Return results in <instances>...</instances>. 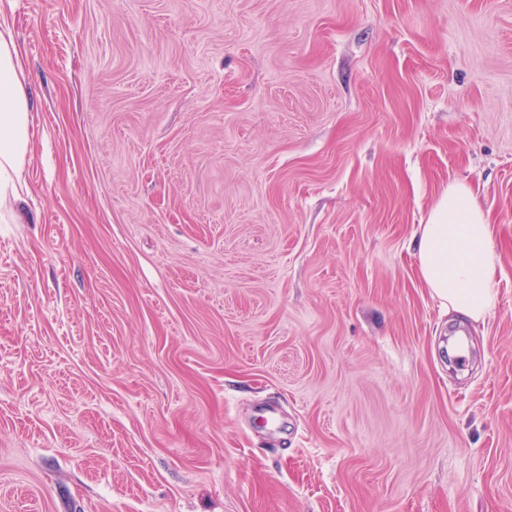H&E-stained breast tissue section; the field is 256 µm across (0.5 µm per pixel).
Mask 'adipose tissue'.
Masks as SVG:
<instances>
[{"mask_svg": "<svg viewBox=\"0 0 512 512\" xmlns=\"http://www.w3.org/2000/svg\"><path fill=\"white\" fill-rule=\"evenodd\" d=\"M31 96L13 32L0 19V221H22L13 204L21 197L31 151ZM418 271L434 298L455 315L477 322L496 306L495 257L487 214L473 191L453 183L420 228Z\"/></svg>", "mask_w": 512, "mask_h": 512, "instance_id": "1", "label": "adipose tissue"}]
</instances>
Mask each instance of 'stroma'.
<instances>
[{
  "instance_id": "obj_1",
  "label": "stroma",
  "mask_w": 512,
  "mask_h": 512,
  "mask_svg": "<svg viewBox=\"0 0 512 512\" xmlns=\"http://www.w3.org/2000/svg\"><path fill=\"white\" fill-rule=\"evenodd\" d=\"M0 512H512V0H0ZM497 305L451 362L448 184ZM31 105L13 32L6 20L0 19V221L4 224H23L13 203L21 198L31 151ZM487 214L465 184H449L421 224L417 247L420 277L448 312L472 322L496 306L495 257Z\"/></svg>"
}]
</instances>
